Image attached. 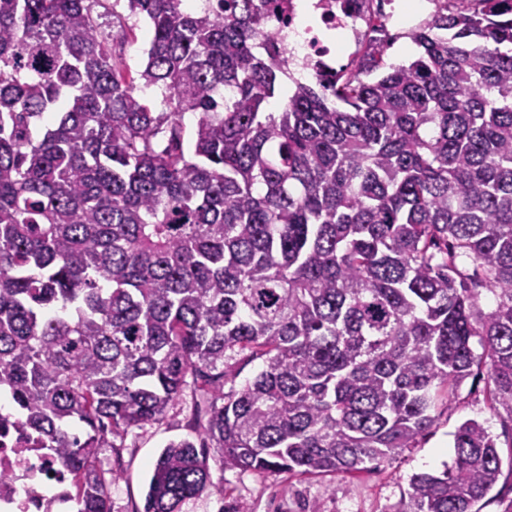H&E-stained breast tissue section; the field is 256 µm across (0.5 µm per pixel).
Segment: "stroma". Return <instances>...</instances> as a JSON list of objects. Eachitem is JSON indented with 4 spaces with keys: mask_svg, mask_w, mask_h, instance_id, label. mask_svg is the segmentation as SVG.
Listing matches in <instances>:
<instances>
[{
    "mask_svg": "<svg viewBox=\"0 0 512 512\" xmlns=\"http://www.w3.org/2000/svg\"><path fill=\"white\" fill-rule=\"evenodd\" d=\"M194 400L184 392L156 424L129 433L119 452L103 449L104 470L114 473L113 512H142L153 465L172 440L196 438ZM476 419L488 427L503 459L512 458V430L505 428L488 402L484 377L467 380L445 408L431 431L416 447L369 473L352 478L336 473L318 478H296L285 473H252L221 469L211 463L213 481L224 484L223 493L202 495L185 512H304L318 503L320 512H395L406 495L412 475L439 472L453 458L452 434L465 420Z\"/></svg>",
    "mask_w": 512,
    "mask_h": 512,
    "instance_id": "stroma-1",
    "label": "stroma"
}]
</instances>
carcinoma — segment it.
I'll list each match as a JSON object with an SVG mask.
<instances>
[{
  "mask_svg": "<svg viewBox=\"0 0 512 512\" xmlns=\"http://www.w3.org/2000/svg\"><path fill=\"white\" fill-rule=\"evenodd\" d=\"M97 2L0 0V434L56 452L60 501L112 512L108 436L188 388L199 442L165 445L143 512L216 487L211 451L367 472L482 371L512 423V0H441L408 64L376 25L354 68L304 82L270 0H127L112 18L152 31L135 77ZM240 356L264 369L238 388ZM453 448L396 512H479L499 450L475 419Z\"/></svg>",
  "mask_w": 512,
  "mask_h": 512,
  "instance_id": "1",
  "label": "carcinoma"
}]
</instances>
